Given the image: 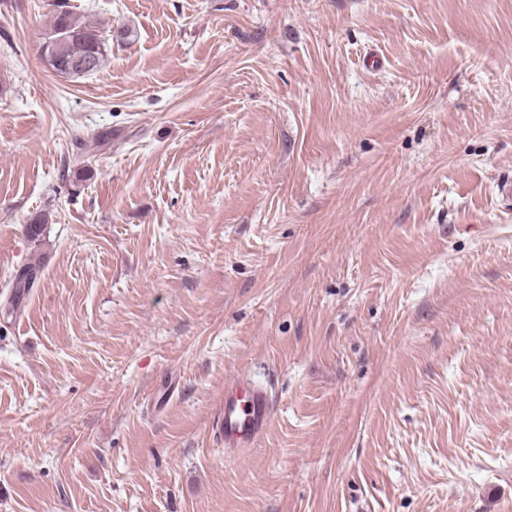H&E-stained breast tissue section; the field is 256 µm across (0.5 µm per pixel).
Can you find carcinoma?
I'll list each match as a JSON object with an SVG mask.
<instances>
[{"mask_svg": "<svg viewBox=\"0 0 512 512\" xmlns=\"http://www.w3.org/2000/svg\"><path fill=\"white\" fill-rule=\"evenodd\" d=\"M43 53L52 55L51 68L66 78H82L98 72L112 50L113 35L76 18L65 4H56Z\"/></svg>", "mask_w": 512, "mask_h": 512, "instance_id": "1", "label": "carcinoma"}]
</instances>
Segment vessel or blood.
<instances>
[{
    "instance_id": "b4317fda",
    "label": "vessel or blood",
    "mask_w": 512,
    "mask_h": 512,
    "mask_svg": "<svg viewBox=\"0 0 512 512\" xmlns=\"http://www.w3.org/2000/svg\"><path fill=\"white\" fill-rule=\"evenodd\" d=\"M274 413L273 395L244 376L225 383L224 402L216 421V433L224 456L235 459L255 448L265 435Z\"/></svg>"
}]
</instances>
